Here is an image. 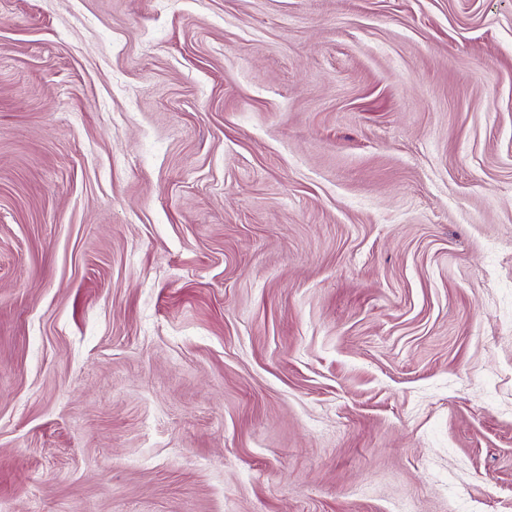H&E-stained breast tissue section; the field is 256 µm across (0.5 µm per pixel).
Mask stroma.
Segmentation results:
<instances>
[{
  "label": "stroma",
  "instance_id": "1",
  "mask_svg": "<svg viewBox=\"0 0 512 512\" xmlns=\"http://www.w3.org/2000/svg\"><path fill=\"white\" fill-rule=\"evenodd\" d=\"M0 512H512V0H0Z\"/></svg>",
  "mask_w": 512,
  "mask_h": 512
}]
</instances>
